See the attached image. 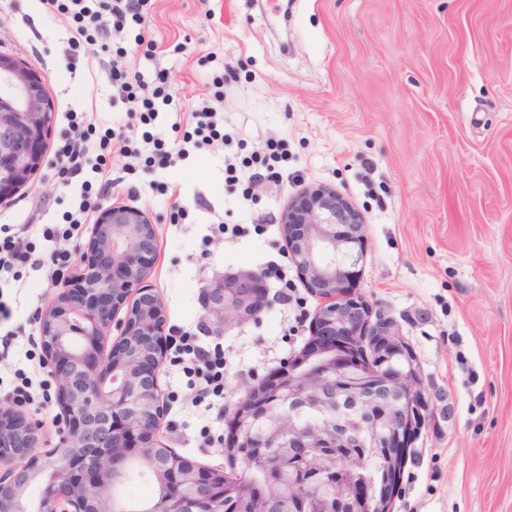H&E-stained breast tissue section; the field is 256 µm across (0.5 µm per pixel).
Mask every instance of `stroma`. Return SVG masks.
<instances>
[{"label": "stroma", "mask_w": 512, "mask_h": 512, "mask_svg": "<svg viewBox=\"0 0 512 512\" xmlns=\"http://www.w3.org/2000/svg\"><path fill=\"white\" fill-rule=\"evenodd\" d=\"M71 34L41 0H0V52L40 76L54 105L51 145L68 110L108 122L126 111L96 46L82 45L76 72L66 70ZM116 44L145 80L170 73L176 96L149 126L167 145L190 112L224 92V144L138 171L136 194L116 191L102 204L155 219L148 283L167 325L222 343L225 412L300 355L319 300L284 262L300 305L280 304L278 282L267 280L263 312L218 337L202 326L206 290L214 276L283 262L281 210L304 187H333L366 224L352 290L404 337L429 397L392 512H512V0H151L145 24ZM270 141L288 154L282 182L228 186L225 157L252 161ZM93 176L85 169L66 187L43 163L0 202V225L37 203L61 223L55 197L77 206L82 179ZM175 201L190 211L180 224L171 221ZM222 223L236 235L219 233ZM21 273L22 285L0 287L11 312L0 322L10 338L0 347V399L31 378L34 399L23 409L47 449L62 424L54 390L41 387L49 375L35 316L59 286L45 271ZM159 384L166 444L227 468L225 428L192 406L181 368L164 364Z\"/></svg>", "instance_id": "35a3bbf8"}]
</instances>
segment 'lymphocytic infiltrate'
Masks as SVG:
<instances>
[{
	"mask_svg": "<svg viewBox=\"0 0 512 512\" xmlns=\"http://www.w3.org/2000/svg\"><path fill=\"white\" fill-rule=\"evenodd\" d=\"M45 8L54 15L65 18L74 31L63 52L68 71H76L80 61L79 48L88 43L99 46V62L106 66L112 81L120 87L122 101L126 106V134L121 149L126 163L121 176H113L108 165L112 153V130L98 132L95 123L86 113L71 112L67 115L68 127L53 149V166L66 179L81 177L86 164H93L102 174L100 184L82 179L80 202L75 209H64V197H57L56 205L62 206L63 225L46 224L42 236L53 242L49 254H35L31 241L16 235L0 238V281H20V269L24 264L45 269L48 275L58 276L69 261L67 250L57 248L60 240H69L73 232L86 223L94 213L104 195L122 185L125 176L134 174L139 168L154 165H173L176 159L185 156L186 146L201 149L224 140V114L211 104L199 106L191 114V121L182 133L183 146L171 151L161 138L143 133V147L133 146L135 128L151 124L158 117L157 103H169L171 83L168 72L161 71L155 81H146L140 74L130 73L127 66L112 55V42L123 35L128 22L142 23L144 6L148 0H42ZM176 364L181 365L190 378L192 402L212 411L215 420H223V407L214 406L215 398L224 394V353L220 348L205 349L196 344L192 332L179 333Z\"/></svg>",
	"mask_w": 512,
	"mask_h": 512,
	"instance_id": "obj_1",
	"label": "lymphocytic infiltrate"
}]
</instances>
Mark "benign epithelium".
I'll return each mask as SVG.
<instances>
[{
    "label": "benign epithelium",
    "mask_w": 512,
    "mask_h": 512,
    "mask_svg": "<svg viewBox=\"0 0 512 512\" xmlns=\"http://www.w3.org/2000/svg\"><path fill=\"white\" fill-rule=\"evenodd\" d=\"M51 124L38 75L0 53V201L41 167ZM279 224L289 259L320 299L319 344L239 403L228 450L264 448L245 456L247 467L267 472L277 461L300 471L305 494L288 498V512H312L333 483L338 512H390L401 459L428 402L405 339L351 291L364 256V218L336 189L315 185L284 206ZM156 250L145 211L125 204L101 211L81 256L82 274L65 280L39 319L61 409L59 443L31 453L37 425L20 410L22 401L0 406V512H124L110 504L134 463L162 491L161 500L137 512H224V472L157 439L167 412L158 376L170 338L164 304L147 285ZM266 300L260 274H226L207 289L206 320L221 335L257 317ZM114 330L119 339L109 348ZM356 448L362 459L378 454L381 473H344ZM33 486L40 489L35 502Z\"/></svg>",
    "instance_id": "obj_1"
}]
</instances>
